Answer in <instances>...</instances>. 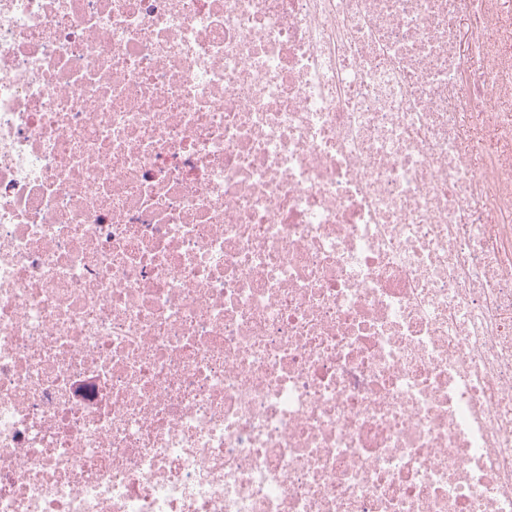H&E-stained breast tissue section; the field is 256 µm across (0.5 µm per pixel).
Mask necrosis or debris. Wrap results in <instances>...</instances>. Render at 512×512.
<instances>
[{
	"instance_id": "4bbe7bcc",
	"label": "necrosis or debris",
	"mask_w": 512,
	"mask_h": 512,
	"mask_svg": "<svg viewBox=\"0 0 512 512\" xmlns=\"http://www.w3.org/2000/svg\"><path fill=\"white\" fill-rule=\"evenodd\" d=\"M0 512H512V0H0ZM491 122H485L483 126L475 130L473 127L468 129L467 135L471 141L473 158L478 161L483 158L487 151L491 148V132L489 130Z\"/></svg>"
}]
</instances>
